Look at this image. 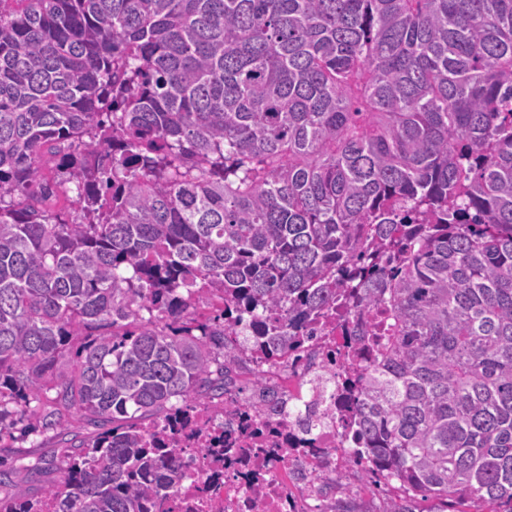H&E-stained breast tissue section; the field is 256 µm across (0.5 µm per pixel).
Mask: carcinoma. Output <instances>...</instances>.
Instances as JSON below:
<instances>
[{"label": "carcinoma", "instance_id": "cac0c4a2", "mask_svg": "<svg viewBox=\"0 0 512 512\" xmlns=\"http://www.w3.org/2000/svg\"><path fill=\"white\" fill-rule=\"evenodd\" d=\"M340 290L380 512H512V0H0V437L98 428L0 512H158ZM55 477L56 474L53 472L31 476L26 470H19L16 474V482L29 497L39 498L42 495L44 485L54 480Z\"/></svg>", "mask_w": 512, "mask_h": 512}]
</instances>
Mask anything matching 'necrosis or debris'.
Segmentation results:
<instances>
[{
  "instance_id": "obj_1",
  "label": "necrosis or debris",
  "mask_w": 512,
  "mask_h": 512,
  "mask_svg": "<svg viewBox=\"0 0 512 512\" xmlns=\"http://www.w3.org/2000/svg\"><path fill=\"white\" fill-rule=\"evenodd\" d=\"M368 321L355 313L328 318L287 365L251 347L240 356L263 377L277 408L231 393L223 406L187 407L156 426L182 453L181 492L170 512H337L359 475L355 403L363 355L353 341ZM326 376L324 390L303 383Z\"/></svg>"
}]
</instances>
